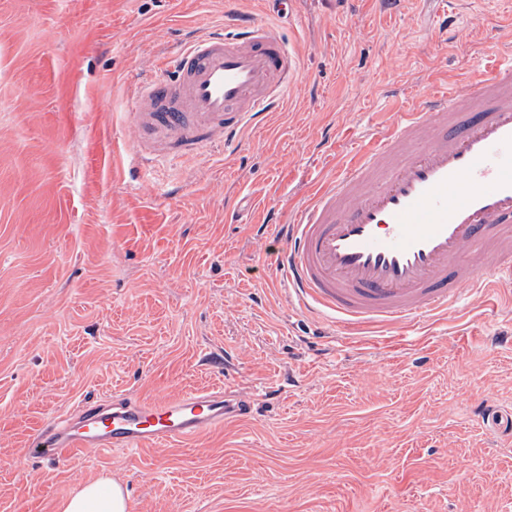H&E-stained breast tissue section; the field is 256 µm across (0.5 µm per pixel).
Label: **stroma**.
Instances as JSON below:
<instances>
[{"mask_svg":"<svg viewBox=\"0 0 512 512\" xmlns=\"http://www.w3.org/2000/svg\"><path fill=\"white\" fill-rule=\"evenodd\" d=\"M228 11L290 42L284 105L239 152L137 179L146 62ZM478 14L512 43V0H0V512H61L101 476L130 512H512V285L350 336L266 247L385 112L473 78ZM222 385L253 412L203 437L34 449L79 405Z\"/></svg>","mask_w":512,"mask_h":512,"instance_id":"stroma-1","label":"stroma"}]
</instances>
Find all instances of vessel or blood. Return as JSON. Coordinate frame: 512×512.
Returning a JSON list of instances; mask_svg holds the SVG:
<instances>
[{"instance_id":"obj_1","label":"vessel or blood","mask_w":512,"mask_h":512,"mask_svg":"<svg viewBox=\"0 0 512 512\" xmlns=\"http://www.w3.org/2000/svg\"><path fill=\"white\" fill-rule=\"evenodd\" d=\"M482 77L387 114L295 218L273 254L289 292L344 329L406 328L512 280V53ZM296 63L274 27L237 16L162 57L129 106L135 154L180 162L237 149L287 95ZM251 413L229 388L81 406L48 426L61 459L195 439Z\"/></svg>"}]
</instances>
